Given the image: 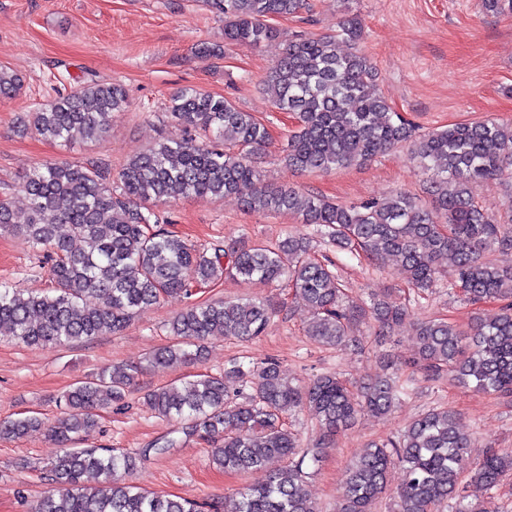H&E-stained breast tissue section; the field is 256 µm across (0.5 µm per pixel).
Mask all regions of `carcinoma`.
Instances as JSON below:
<instances>
[{
    "label": "carcinoma",
    "mask_w": 512,
    "mask_h": 512,
    "mask_svg": "<svg viewBox=\"0 0 512 512\" xmlns=\"http://www.w3.org/2000/svg\"><path fill=\"white\" fill-rule=\"evenodd\" d=\"M224 15V44L198 45L197 54L220 57L229 45L257 47L275 39L273 17L298 14L306 0H207ZM350 45L339 53L336 39ZM361 19L352 14L336 35L288 41L264 83L273 106L297 120L283 149L287 166L324 173L366 163L378 154L409 146L429 173L428 201L405 191L358 205L338 204L305 194L288 183L273 184L253 161L269 132L252 113L218 95L186 87L172 98L170 115L186 138L166 137L130 158L116 180L94 162L46 161L25 176V224L14 221L13 202L0 197V233L19 231L45 253L51 291L24 294L0 285V326L28 347H56L122 331L139 312L169 297L187 300L170 322L175 342L137 365H112L65 393L66 416L46 423L38 417L0 423V440L42 429L63 445L51 464V482L35 512H196L178 498L135 491L118 479L150 452L113 454L103 448H67L74 436L99 424V413L123 401L138 376L156 365L197 364L210 336L263 335L275 309L263 300L193 301L194 288L223 276L283 284L306 303L313 318L305 336L329 347L354 340V328L373 319L388 333L409 317L406 305L378 294L365 307L346 300L336 264L312 255L309 238L288 235L275 243L224 250L189 243L161 226L154 207L178 197L236 196L253 211L290 212L325 228L329 245L353 258L391 255L410 288L422 294L453 263V286L473 304L500 303L497 316L477 319L468 330L442 319L417 325L413 364L428 378L443 374L484 394L512 400V270L482 259L491 248L512 249V228L496 222L476 199L477 183L512 169V125L484 120L419 133L374 91L378 69L359 44ZM20 79L0 66V97L10 98ZM119 83H92L16 119L51 141L74 136L103 143L112 113L127 107ZM67 232L58 234V227ZM236 363L224 375H197L150 391L145 404L155 414L184 420L182 432L211 446L212 462L226 472L266 468L273 458L296 454V438L283 417L307 409L323 436L356 423L365 414L385 415L407 388L388 375L355 391L335 374L305 387L286 380L275 362L251 370V393L238 403L224 379L240 377ZM470 434L459 416L435 407L411 422L396 440L373 442L352 464L342 489L344 512H372L388 492L391 466L400 462L408 478L397 494V512H434L453 501L458 512H490L492 491L512 476V451L489 449L472 467ZM112 481V495L100 497L84 485L89 472ZM302 463L273 473L266 483L238 492L234 512H317L303 488ZM487 495L470 499L471 487Z\"/></svg>",
    "instance_id": "carcinoma-1"
}]
</instances>
